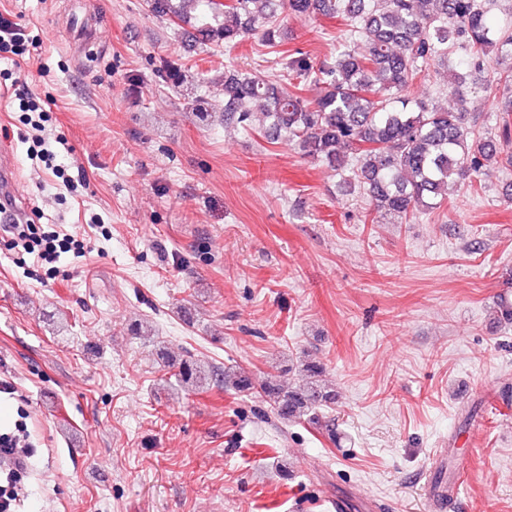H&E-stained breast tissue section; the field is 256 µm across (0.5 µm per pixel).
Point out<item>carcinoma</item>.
Wrapping results in <instances>:
<instances>
[{"label": "carcinoma", "instance_id": "cac0c4a2", "mask_svg": "<svg viewBox=\"0 0 512 512\" xmlns=\"http://www.w3.org/2000/svg\"><path fill=\"white\" fill-rule=\"evenodd\" d=\"M149 5L177 25L194 23L201 38L228 50L257 32L276 45L285 15L350 22L360 42L319 63L282 51L269 76L224 71V123L244 130L257 126L268 139H284L334 172L352 168L374 208L397 221L440 208L450 186L479 192L487 166L512 168V124L502 121L500 134L492 136L480 131L465 108L478 90L473 73L487 58L512 60V32L478 0H149ZM457 47L465 57L449 70L448 82L457 108L406 95ZM294 78L320 86L322 93L308 99L282 86ZM305 370L307 381L288 390L188 360L172 377L257 395L284 421L313 420L335 395L318 384L320 367L308 364Z\"/></svg>", "mask_w": 512, "mask_h": 512}]
</instances>
